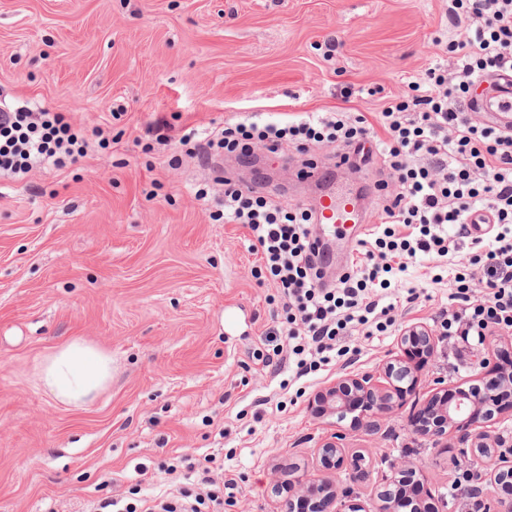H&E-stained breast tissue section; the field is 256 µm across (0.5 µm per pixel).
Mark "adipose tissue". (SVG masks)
<instances>
[{
    "mask_svg": "<svg viewBox=\"0 0 512 512\" xmlns=\"http://www.w3.org/2000/svg\"><path fill=\"white\" fill-rule=\"evenodd\" d=\"M46 394L64 404L85 403L112 381V358L79 340L48 354L37 373Z\"/></svg>",
    "mask_w": 512,
    "mask_h": 512,
    "instance_id": "adipose-tissue-1",
    "label": "adipose tissue"
}]
</instances>
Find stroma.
<instances>
[{
    "label": "stroma",
    "mask_w": 512,
    "mask_h": 512,
    "mask_svg": "<svg viewBox=\"0 0 512 512\" xmlns=\"http://www.w3.org/2000/svg\"><path fill=\"white\" fill-rule=\"evenodd\" d=\"M450 0H0V97L65 113L112 142L64 168L0 178V512H82L96 497H128L187 486L189 472L157 473L159 461L224 460L239 490L224 512H277L275 473L301 467L322 475L317 454L333 436L365 456L371 471L331 472L340 493L373 512L390 465L422 468L437 512H474L456 485L469 464L455 439L409 429L412 404L373 430L311 409L337 378L401 357L411 323L438 331L418 372L421 397L455 388L497 351L512 359V329L465 352L441 335L456 273L480 280L470 239L448 235V254L409 261L382 293L394 304L383 335L355 329L351 360L303 378L262 365L286 339L281 291L257 277L259 257L240 224L213 220L224 195L210 167L180 142L143 149L164 119L179 134L203 135L248 112L285 124L306 112L344 111L374 119L411 93L431 57L456 36ZM256 169L228 163L246 181L263 172L272 197L296 206L292 147L252 148ZM381 156L347 165L338 183L360 192L366 233L380 224L374 190ZM212 189L208 201L196 191ZM327 244L334 280L364 263L358 243ZM112 356V382L75 407L48 396L41 360L72 340Z\"/></svg>",
    "instance_id": "obj_1"
}]
</instances>
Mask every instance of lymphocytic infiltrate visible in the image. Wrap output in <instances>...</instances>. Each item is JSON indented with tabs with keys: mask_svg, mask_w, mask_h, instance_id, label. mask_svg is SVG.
Returning <instances> with one entry per match:
<instances>
[{
	"mask_svg": "<svg viewBox=\"0 0 512 512\" xmlns=\"http://www.w3.org/2000/svg\"><path fill=\"white\" fill-rule=\"evenodd\" d=\"M453 16L457 34L448 45L449 58H436L410 81L411 97L391 100L378 115L387 135L384 162L397 189L383 207L384 228L366 252L368 264L325 285L310 209L291 210L256 190L224 183L225 222L248 228L260 272L282 290L283 334L298 376L346 355L342 338L350 328L387 330L391 308L381 305L377 290L391 286L398 260L447 255L449 229L466 235L469 225L486 216L496 226L494 234L472 240V261L484 269L486 303L470 307V284L457 276L450 298L459 307L449 312L446 327L466 342L483 336L491 324L512 328V132L474 124L461 108L475 79L512 73V0H454ZM369 130L364 115L342 112L283 126L231 119L196 142L194 152L206 163L220 149L245 155L256 142L272 152L286 143L301 150L349 145ZM88 146L64 113L0 99L1 176L20 180L37 168L66 167L85 156ZM398 224L417 230L400 237L394 231ZM218 467L216 457H207L192 488L157 492L145 510L105 498L93 512H216L224 504V490L212 477Z\"/></svg>",
	"mask_w": 512,
	"mask_h": 512,
	"instance_id": "f902f5d3",
	"label": "lymphocytic infiltrate"
}]
</instances>
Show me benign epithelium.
<instances>
[{"mask_svg": "<svg viewBox=\"0 0 512 512\" xmlns=\"http://www.w3.org/2000/svg\"><path fill=\"white\" fill-rule=\"evenodd\" d=\"M401 345L405 350L419 349L422 357H432L435 348V332L423 323H411L401 333ZM476 383L460 388L452 399L435 391L424 401L418 414L410 419L416 434L440 437L453 430H467L459 442L461 454L473 461L474 471L466 473L467 481L478 485L471 488L475 495L483 493L480 483L487 481L496 486L512 485V443L508 444L495 431L506 408L500 397L512 396V375H502L497 354L483 359ZM420 381L405 366L391 360L385 362L376 373L344 376L326 389L324 399L330 401L328 410L341 421L351 418L360 425L368 419L384 415L399 407L410 398L419 395ZM343 436H335L318 449L320 463L327 471L350 468L354 476L366 477L362 468V456L349 453L341 443ZM414 482L425 490L424 475L416 468L401 464L392 467L386 476V490L379 496L376 512H400L410 507L421 510L417 504L398 494L403 484ZM288 485V495L280 500V512H364L359 502L338 495L336 486L327 478H315L303 472H288V477L276 479L272 492L280 494Z\"/></svg>", "mask_w": 512, "mask_h": 512, "instance_id": "1", "label": "benign epithelium"}]
</instances>
